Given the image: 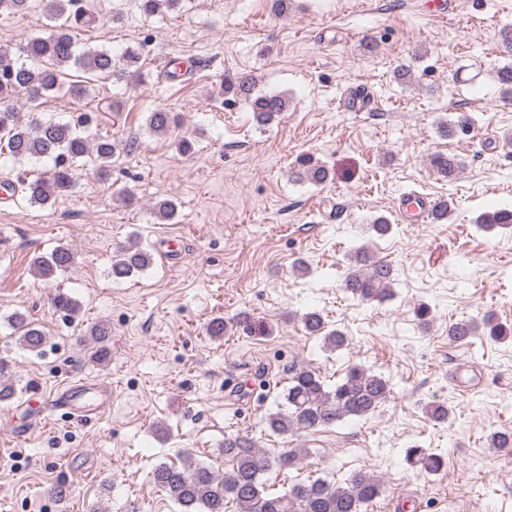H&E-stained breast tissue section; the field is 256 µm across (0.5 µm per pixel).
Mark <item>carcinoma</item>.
I'll return each mask as SVG.
<instances>
[{
	"instance_id": "1",
	"label": "carcinoma",
	"mask_w": 512,
	"mask_h": 512,
	"mask_svg": "<svg viewBox=\"0 0 512 512\" xmlns=\"http://www.w3.org/2000/svg\"><path fill=\"white\" fill-rule=\"evenodd\" d=\"M140 10L154 15L162 9L171 10L181 0H138ZM47 13L63 23L17 47L0 54V153L17 160H46L52 166L45 172L24 177L3 185L11 192H20L33 205L46 207L74 185V163L87 157L102 173L112 166L120 141L106 135L91 138L88 132L98 123L95 112L77 110L65 118L49 116L44 119L22 121L17 111L16 96L23 93L30 102H37L50 92L64 87L66 71L71 67L91 75L108 74L116 81L142 77L141 52L137 47L126 48L115 57L108 49L78 50L71 28L90 26L100 20L89 0H48ZM224 94L243 99L249 105L254 120L268 125L288 111V99L279 94L256 91V81L243 78L226 81ZM150 132L166 135L178 127V117L157 107L148 113ZM433 167L443 178H453L458 170L455 158L438 155ZM298 181L321 184L327 181L328 171L321 166L294 172ZM157 221L168 224L177 216L176 204L160 200L153 206ZM479 226L491 230L512 227V208H499L484 213ZM75 253L66 246L55 248L46 256L32 260L34 275L46 283L73 267ZM153 265V254L139 244L122 247L112 258L109 275L114 281L137 276ZM393 269L378 260L365 247L354 252L344 280V288L361 302H384L391 295ZM305 329L316 336L324 334V343L336 350L347 345V336L339 330L325 331L322 317L317 312L303 316ZM10 325L20 332L21 344L31 352H41L45 342L43 330L34 326L22 314L11 316ZM485 328L488 336L506 339L512 328L490 321L459 320L448 325V339L454 343L469 344ZM112 329L107 323H98L90 336L98 347L93 353L96 362L109 359L107 341ZM8 365L0 359V403L13 400V383L3 379ZM391 380L381 373L370 372L358 365L347 369L345 376L332 388L321 376L309 368L289 370L288 386L284 392L287 410L272 413L267 418L268 429L277 435L314 432L319 428L335 426L348 418H366L373 414L391 396ZM224 459L231 469L220 476L204 465H188L183 469L166 463L158 464L153 472L154 482L174 500L183 512H366L384 493L383 483L376 475L359 469L339 482L317 478L307 483H295L281 495L267 493L262 476L276 468L288 470L303 459L300 449L270 456L247 438L224 437ZM406 460L414 468L429 474L439 473L446 465L445 458L434 448L413 446L406 451Z\"/></svg>"
}]
</instances>
